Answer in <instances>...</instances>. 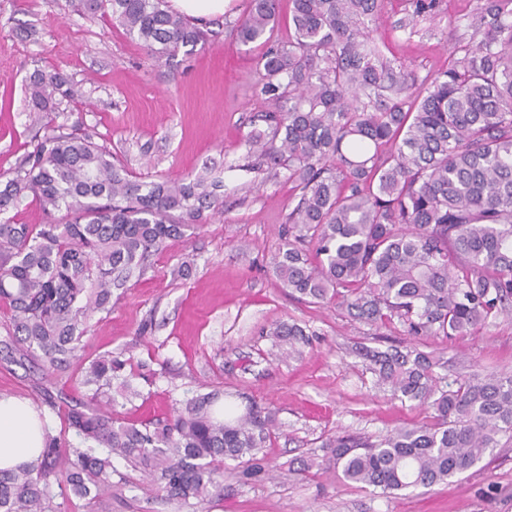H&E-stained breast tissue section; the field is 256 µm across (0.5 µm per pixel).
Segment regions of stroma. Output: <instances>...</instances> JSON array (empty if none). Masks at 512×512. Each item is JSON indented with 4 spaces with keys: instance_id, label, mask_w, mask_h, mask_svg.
I'll list each match as a JSON object with an SVG mask.
<instances>
[{
    "instance_id": "obj_1",
    "label": "stroma",
    "mask_w": 512,
    "mask_h": 512,
    "mask_svg": "<svg viewBox=\"0 0 512 512\" xmlns=\"http://www.w3.org/2000/svg\"><path fill=\"white\" fill-rule=\"evenodd\" d=\"M476 0H438L435 15L409 19L406 0H387L373 42L379 61L403 68L416 83L447 70L468 41ZM248 0H230L223 16L202 23L206 42L194 55L148 59L111 18L83 13L79 0H0V174L32 148L26 100L34 69L67 77L74 98L59 118L80 124L140 181L180 178L211 168L222 186L223 215L152 257L142 276L114 290L112 308L93 320L84 356L125 353L142 395L118 409L140 423L169 417L174 401L215 393L236 412L247 402L275 414L267 452L275 472L261 483L224 477V495L206 512H512V446L498 448L445 484L390 497L355 487L335 470L288 475L290 461L322 456L339 432L372 440L428 422L415 403L375 383L357 343L379 349L408 344L400 327L380 330L339 315L335 303L297 301L272 271L281 231L299 191L285 168L250 154V132L269 105L257 90L262 45L242 46L234 24ZM34 36L18 34L19 23ZM184 276H177L179 267ZM295 323L312 338L283 354L272 330ZM443 384L474 374L512 371V316L467 336L434 337ZM79 367L43 376L36 362L0 352V395L28 401L46 388L55 404H38L51 433L78 445L65 428L68 405L84 397ZM112 493L88 505L56 496L55 512H178L156 486L114 458Z\"/></svg>"
}]
</instances>
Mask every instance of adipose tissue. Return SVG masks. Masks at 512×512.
Masks as SVG:
<instances>
[{
  "label": "adipose tissue",
  "mask_w": 512,
  "mask_h": 512,
  "mask_svg": "<svg viewBox=\"0 0 512 512\" xmlns=\"http://www.w3.org/2000/svg\"><path fill=\"white\" fill-rule=\"evenodd\" d=\"M45 442L43 423L29 403L0 397V469L36 461Z\"/></svg>",
  "instance_id": "adipose-tissue-1"
}]
</instances>
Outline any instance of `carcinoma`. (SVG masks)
Returning a JSON list of instances; mask_svg holds the SVG:
<instances>
[{
    "label": "carcinoma",
    "mask_w": 512,
    "mask_h": 512,
    "mask_svg": "<svg viewBox=\"0 0 512 512\" xmlns=\"http://www.w3.org/2000/svg\"><path fill=\"white\" fill-rule=\"evenodd\" d=\"M288 39L270 42L278 0H250L236 36L267 49L260 95L273 108L248 146L282 165L300 189L274 258L276 277L298 300L336 301L377 329L395 324L415 339L466 336L512 312V0H479L475 37L457 47L427 87L376 60L370 26L384 0H291ZM123 27L157 61L193 54L204 33L166 0H83ZM410 18L437 0H408ZM72 89L55 70L29 76L26 107L41 124L0 180V303L9 313L4 348L39 359L51 373L81 358L84 326L112 303V286L153 252L188 237L220 210L208 171L176 179H132L112 153L76 125L58 121ZM42 224L5 214L26 199ZM293 351L309 343L297 324L273 330ZM357 353L392 396L433 410L432 420L377 441L336 435L322 461L293 473L335 468L382 495L445 483L512 441V373L439 386L440 359L412 344ZM110 352L83 368L86 399L68 406L66 427L81 446L52 435L36 462L0 470V512H51L53 487L93 502L112 495V458L130 462L162 498L198 512L224 496V471L241 485L269 472L272 412L250 402L221 420L214 396L179 402L162 423L112 417L119 395H136Z\"/></svg>",
    "instance_id": "carcinoma-1"
}]
</instances>
